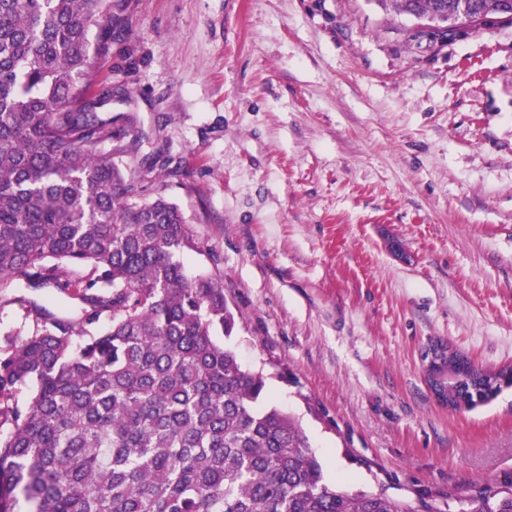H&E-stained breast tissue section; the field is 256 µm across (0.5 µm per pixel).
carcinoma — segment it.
I'll return each instance as SVG.
<instances>
[{
    "label": "carcinoma",
    "mask_w": 512,
    "mask_h": 512,
    "mask_svg": "<svg viewBox=\"0 0 512 512\" xmlns=\"http://www.w3.org/2000/svg\"><path fill=\"white\" fill-rule=\"evenodd\" d=\"M376 3L512 23L502 0ZM118 7L0 0V286L20 275L85 304L71 319L32 301L31 334L0 343V512H512L511 475L415 502L328 484L263 375L214 340L235 328L222 275L187 274L201 246L177 204L132 200L152 172L118 161L139 152L136 116L112 110L132 97L95 90ZM447 362L426 381L453 410L512 386Z\"/></svg>",
    "instance_id": "1"
}]
</instances>
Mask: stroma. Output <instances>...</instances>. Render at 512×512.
Masks as SVG:
<instances>
[{"mask_svg":"<svg viewBox=\"0 0 512 512\" xmlns=\"http://www.w3.org/2000/svg\"><path fill=\"white\" fill-rule=\"evenodd\" d=\"M100 82L133 97L147 195L220 272L229 342L297 417L326 482L444 492L512 473V386L440 406L420 352L512 367V24L442 41L375 0H120ZM82 304L23 278L28 301Z\"/></svg>","mask_w":512,"mask_h":512,"instance_id":"1","label":"stroma"}]
</instances>
